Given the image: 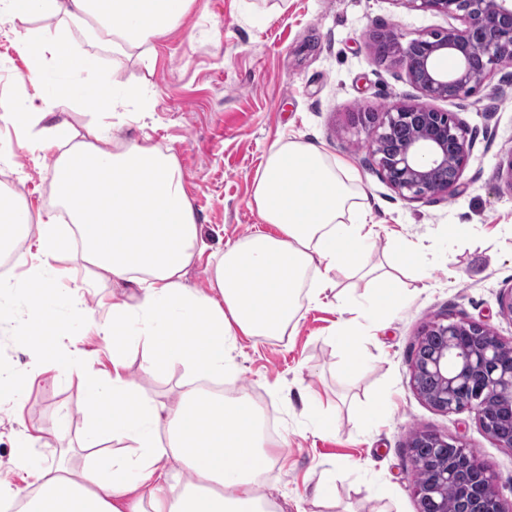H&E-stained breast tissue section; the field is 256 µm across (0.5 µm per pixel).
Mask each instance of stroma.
Returning a JSON list of instances; mask_svg holds the SVG:
<instances>
[{
	"instance_id": "35a3bbf8",
	"label": "stroma",
	"mask_w": 512,
	"mask_h": 512,
	"mask_svg": "<svg viewBox=\"0 0 512 512\" xmlns=\"http://www.w3.org/2000/svg\"><path fill=\"white\" fill-rule=\"evenodd\" d=\"M462 25L407 0H196L183 25L157 42L153 57L98 49L105 71H116L130 90L111 117L116 134L173 149L210 249L261 230L251 193L267 151L280 140L305 143L359 171L363 202L383 226L370 262L383 261L401 242L423 244L420 266L401 278L406 301L363 338L365 366L343 367L345 356L333 340L347 318L341 307L306 305L288 335L240 338L235 368L222 384L225 394H248L274 416L283 445L264 484L281 512H417L407 443L418 430L462 439L512 504V450L486 435L472 411H436L409 384L420 334L440 318L486 324L512 343V319L501 315L498 303L512 288V62L469 98L434 103L456 113L474 140L462 187L452 197L400 196L379 174L354 122L359 112L423 100L402 65L379 59L373 32L414 38ZM25 27L18 19H0V99L39 91L14 47ZM0 145V190L15 194L32 214L53 209L48 158L1 123ZM451 224L468 228L454 244L447 240ZM21 259L11 289L0 295L8 307L0 322V372L30 380L23 400L0 405V476L17 485L22 478L11 446L26 432L38 434L33 453L44 466H55L63 448L74 472L90 463L79 449L87 425L80 379L56 380L35 370L34 349L16 338L27 323L21 290L29 250ZM61 264L89 307L103 312L123 300L122 289L87 285V270L73 252H65ZM145 358L142 347L126 346L131 379L156 400H173L186 378L183 368L149 376L142 371ZM308 397L335 418V432H317L304 409ZM370 406L381 415L374 426L359 419ZM59 422L64 431L52 433ZM330 475L335 497L315 502V485Z\"/></svg>"
}]
</instances>
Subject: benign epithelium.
I'll use <instances>...</instances> for the list:
<instances>
[{
	"label": "benign epithelium",
	"instance_id": "7a95c632",
	"mask_svg": "<svg viewBox=\"0 0 512 512\" xmlns=\"http://www.w3.org/2000/svg\"><path fill=\"white\" fill-rule=\"evenodd\" d=\"M414 8L459 18L450 27L408 39L379 34L387 59L399 62L410 83L430 99H463L512 59V0H406ZM481 46L480 57L472 48ZM454 60L452 67L441 64ZM357 124L383 178L403 197L452 196L472 151L466 126L453 112L397 103L382 112H360ZM492 329L465 319L441 318L422 332L410 369L413 391L435 410L469 409L483 431L512 449V359ZM411 482L419 512H504L489 471L456 437L415 431L409 442ZM456 498L448 500V485Z\"/></svg>",
	"mask_w": 512,
	"mask_h": 512
}]
</instances>
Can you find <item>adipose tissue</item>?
<instances>
[{"label": "adipose tissue", "mask_w": 512, "mask_h": 512, "mask_svg": "<svg viewBox=\"0 0 512 512\" xmlns=\"http://www.w3.org/2000/svg\"><path fill=\"white\" fill-rule=\"evenodd\" d=\"M194 3L0 0L1 18L57 22L20 35L28 77L44 91L0 101V123L51 158L59 210L35 219L16 199L1 196L0 246L36 236L24 291L35 333L26 342L40 351L43 369L82 379L90 421L84 445L93 451L76 477L63 463L37 465L35 436L16 437L12 462L33 485L0 479V498L19 502L21 512H276L259 479L274 462L277 437L264 430L250 396H216L201 381L223 378L240 337L282 336L295 327L300 298L329 301L333 273L342 267L365 272L372 284L366 301L348 306L349 317L334 334L349 367H359L363 325L402 305L397 272L420 262V247L406 243L388 265L366 268L365 249L378 227L360 201V174L349 162L294 141L269 149L255 181L252 206L273 233L208 252L175 153L114 134L109 118L122 86L92 51L107 45L116 54L151 56L155 41L180 26ZM59 97L100 117L92 140H76L68 123L50 121V101ZM63 214L68 223L60 222ZM73 243L93 280L136 287L106 316L63 284L58 261ZM201 259L206 293L184 283ZM87 325L112 343L111 374L96 370L82 347ZM128 342L149 351L146 374L179 364L195 385L169 403L148 398L126 375L121 347ZM173 461L186 466L191 481H173Z\"/></svg>", "instance_id": "adipose-tissue-1"}]
</instances>
